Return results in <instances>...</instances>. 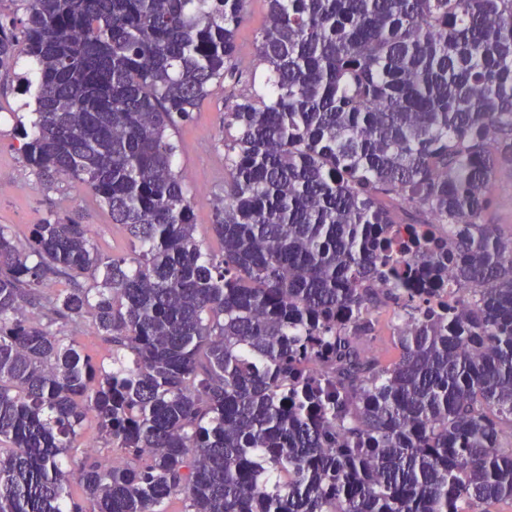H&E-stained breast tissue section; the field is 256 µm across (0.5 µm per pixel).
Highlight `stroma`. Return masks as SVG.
<instances>
[{
    "mask_svg": "<svg viewBox=\"0 0 512 512\" xmlns=\"http://www.w3.org/2000/svg\"><path fill=\"white\" fill-rule=\"evenodd\" d=\"M28 74L22 61L12 72L0 73V225H9L16 243L22 246L27 243L33 225L48 219L72 218L89 225L101 254L130 253L128 234L113 224L106 207L67 181L46 187L22 158L16 125L32 121V114L25 107L26 97L21 93ZM223 120L224 88L216 84L195 110L193 121L172 135L180 147L176 169L182 174L194 205L195 236L214 252L221 249L211 224L212 202L224 194Z\"/></svg>",
    "mask_w": 512,
    "mask_h": 512,
    "instance_id": "35a3bbf8",
    "label": "stroma"
}]
</instances>
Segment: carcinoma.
I'll list each match as a JSON object with an SVG mask.
<instances>
[{
    "instance_id": "carcinoma-1",
    "label": "carcinoma",
    "mask_w": 512,
    "mask_h": 512,
    "mask_svg": "<svg viewBox=\"0 0 512 512\" xmlns=\"http://www.w3.org/2000/svg\"><path fill=\"white\" fill-rule=\"evenodd\" d=\"M18 2L0 70L33 66L24 160L82 186L134 250L105 256L61 220L21 249L0 225V512L512 504V228L484 221L512 170V0H265L250 70L249 0ZM217 82L239 90L215 253L167 131ZM391 224L447 240L394 262ZM413 283L459 302L436 312ZM378 304L413 318L390 365L369 351ZM86 318L107 364L62 335ZM91 417L112 456L72 471ZM267 20V5L264 0H250L246 6L244 20L237 32V43L242 58L251 62L255 58L256 42Z\"/></svg>"
}]
</instances>
